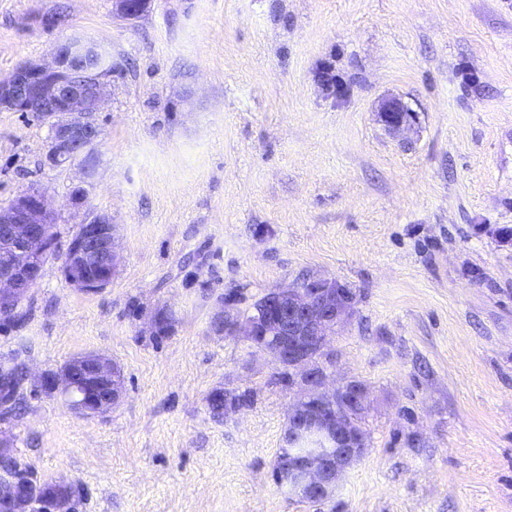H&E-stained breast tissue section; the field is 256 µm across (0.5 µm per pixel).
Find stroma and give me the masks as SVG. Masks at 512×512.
<instances>
[{"instance_id": "stroma-1", "label": "stroma", "mask_w": 512, "mask_h": 512, "mask_svg": "<svg viewBox=\"0 0 512 512\" xmlns=\"http://www.w3.org/2000/svg\"><path fill=\"white\" fill-rule=\"evenodd\" d=\"M73 37L116 66L94 167L45 165L47 126L0 111V207L40 190L58 233L0 327V366L30 374L0 439L38 482L81 486L77 512H512V0H155L132 24L112 0H0V78ZM390 96L411 130L377 122ZM96 214L122 262L83 294L61 266ZM310 274L357 295L319 364L369 394L367 451L315 503L272 477L297 385L211 329L222 300ZM91 351L123 374L111 412L35 391ZM217 388L250 401L215 419Z\"/></svg>"}]
</instances>
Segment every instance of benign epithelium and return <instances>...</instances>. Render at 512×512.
<instances>
[{"mask_svg": "<svg viewBox=\"0 0 512 512\" xmlns=\"http://www.w3.org/2000/svg\"><path fill=\"white\" fill-rule=\"evenodd\" d=\"M152 0H112V15L133 22L150 9ZM112 55L100 45L83 40L60 44L46 65L25 63L9 78L0 80V109L30 112L49 128L46 161L52 166L79 162L91 168L100 127L93 119L106 85L112 80ZM377 121L390 132L412 126L415 113L397 97L384 99ZM55 224L48 202L38 190L25 191L0 208V320L21 308L28 291L42 278L56 245ZM62 267L65 279L83 293H97L111 282L119 263L114 225L97 214L80 224L68 245ZM356 296L336 279L315 277L306 283L274 288L264 293L255 308L244 315L223 306L216 321L228 337H241L258 354L298 372L305 390L291 404L285 436L293 442L300 435L338 446L330 458L319 450L303 460L274 471L277 484L289 475V490L326 501L342 474L368 447L366 436L353 427L354 414L365 408L368 392L356 381L326 389L327 375L314 359L337 328L354 313ZM35 388L62 395L76 413L104 416L124 394L121 370L104 353L72 357L59 369L40 374ZM37 482L29 470L14 462L9 474H0V500L13 512H73L72 484L57 488L66 496L38 497Z\"/></svg>", "mask_w": 512, "mask_h": 512, "instance_id": "obj_1", "label": "benign epithelium"}]
</instances>
